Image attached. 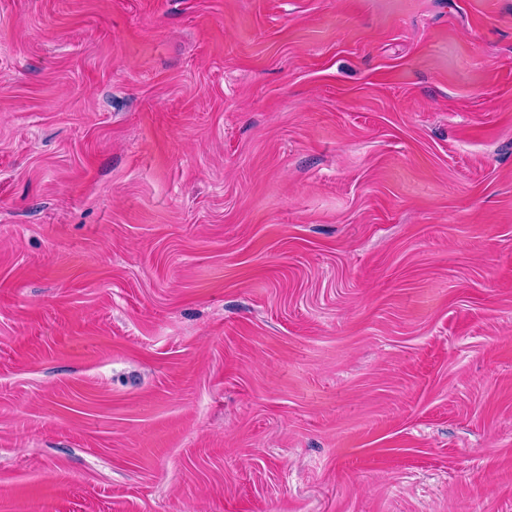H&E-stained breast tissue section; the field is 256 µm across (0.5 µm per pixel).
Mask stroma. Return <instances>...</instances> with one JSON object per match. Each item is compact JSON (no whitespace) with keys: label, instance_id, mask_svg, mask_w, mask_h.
<instances>
[{"label":"stroma","instance_id":"obj_1","mask_svg":"<svg viewBox=\"0 0 512 512\" xmlns=\"http://www.w3.org/2000/svg\"><path fill=\"white\" fill-rule=\"evenodd\" d=\"M0 512H512V0H0Z\"/></svg>","mask_w":512,"mask_h":512}]
</instances>
